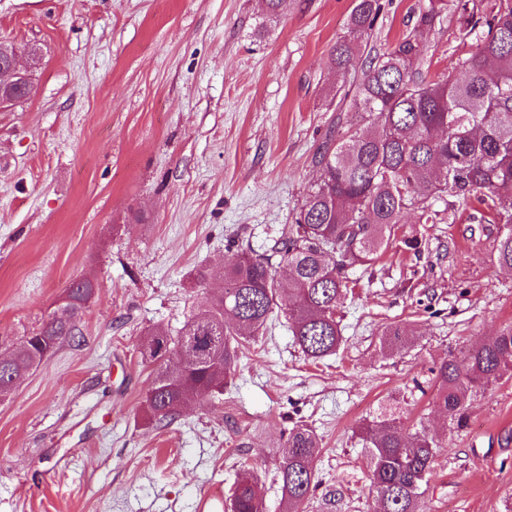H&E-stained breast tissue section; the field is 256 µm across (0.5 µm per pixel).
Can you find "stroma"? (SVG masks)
<instances>
[{"mask_svg":"<svg viewBox=\"0 0 512 512\" xmlns=\"http://www.w3.org/2000/svg\"><path fill=\"white\" fill-rule=\"evenodd\" d=\"M428 3L381 0L365 56ZM353 5L288 0L269 20L262 0H0V42L42 51L29 98L0 108V354L60 314L73 282L97 283L77 340L0 402V512H199L201 493L228 497L244 457L278 512L297 422L320 439L336 512H371L358 430L392 399L441 444L426 512L512 506V376L474 394L458 429L424 391L435 362L512 325V273L494 256L504 203L479 192L437 202L434 224L406 213L399 233L423 239L420 255L393 245L355 268L336 355L306 360L282 316L222 403L161 429L141 418L145 332L178 331L206 303L195 270L269 249L317 178L319 145L355 122L329 66ZM422 39L431 80L473 50L451 9ZM406 321L414 346L381 356L380 330Z\"/></svg>","mask_w":512,"mask_h":512,"instance_id":"obj_1","label":"stroma"}]
</instances>
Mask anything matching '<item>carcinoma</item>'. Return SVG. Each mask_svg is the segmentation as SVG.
<instances>
[{
  "label": "carcinoma",
  "mask_w": 512,
  "mask_h": 512,
  "mask_svg": "<svg viewBox=\"0 0 512 512\" xmlns=\"http://www.w3.org/2000/svg\"><path fill=\"white\" fill-rule=\"evenodd\" d=\"M447 0H429L415 32L370 59L343 94L359 120L338 141L326 142L315 157L318 177L295 218L269 254L240 249L224 267L201 269L203 285L224 280V290L185 322L176 335L156 326L143 342L165 345L170 358L154 368L141 403L155 424L175 420L185 408L207 407L236 374L240 347L256 339L277 311L288 314L294 342L314 361L336 354L343 342L336 314L347 299L350 274L395 241L419 251L417 237L397 238L409 210L435 223L437 201L466 200L485 189L512 198V0H490L485 9L455 0L460 31L475 50L458 59L464 80H428L414 68L423 55L417 33L435 26ZM379 0H354L346 31L330 52L336 74L356 69L361 43L371 33ZM494 251L497 266L512 271V211ZM96 293L91 280L74 282L62 297L75 319L48 317L20 348L0 356V400L14 381L42 365L57 347L79 336L77 319ZM220 336L223 344L205 362L181 367L184 337ZM404 323L379 333L380 353L391 357L413 341ZM512 373V327L448 357L432 368V404L448 424L462 427L472 394ZM363 454L373 497L372 512H422L423 486L434 467L438 444L425 429L406 435L398 402L379 406L362 429ZM288 452L278 468L279 512H300L322 486L317 468L320 440L305 424L288 429ZM230 512H266L254 467L241 464L229 496Z\"/></svg>",
  "instance_id": "carcinoma-1"
}]
</instances>
